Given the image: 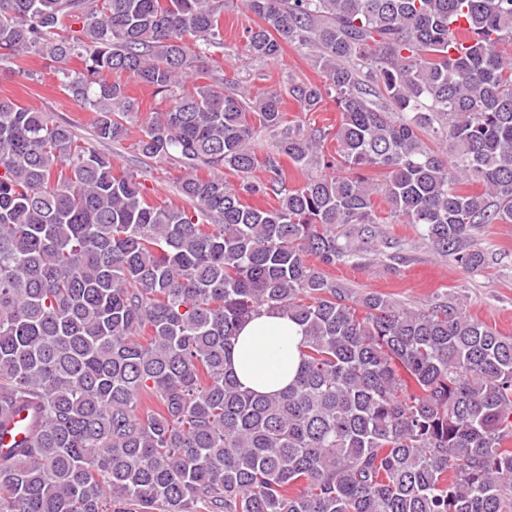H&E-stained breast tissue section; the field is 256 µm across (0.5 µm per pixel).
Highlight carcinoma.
Wrapping results in <instances>:
<instances>
[{"label":"carcinoma","instance_id":"cac0c4a2","mask_svg":"<svg viewBox=\"0 0 512 512\" xmlns=\"http://www.w3.org/2000/svg\"><path fill=\"white\" fill-rule=\"evenodd\" d=\"M241 5L251 58L305 49L325 81L253 95L212 74L188 39L224 47L234 0H0V64L55 63L96 141L138 124L139 155L189 170L156 203L71 123L0 97V435L27 416L0 512H512V336L328 273L371 246L401 259L396 221L488 268L475 231L512 224V0ZM130 81L166 108L139 120ZM332 93L336 130L278 134L285 97ZM265 307L305 333L270 395L227 367Z\"/></svg>","mask_w":512,"mask_h":512}]
</instances>
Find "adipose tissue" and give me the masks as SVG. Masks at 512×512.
Wrapping results in <instances>:
<instances>
[{"label":"adipose tissue","mask_w":512,"mask_h":512,"mask_svg":"<svg viewBox=\"0 0 512 512\" xmlns=\"http://www.w3.org/2000/svg\"><path fill=\"white\" fill-rule=\"evenodd\" d=\"M302 328L278 310L265 308L241 327L231 353L243 387L259 393L287 388L300 364Z\"/></svg>","instance_id":"obj_1"}]
</instances>
